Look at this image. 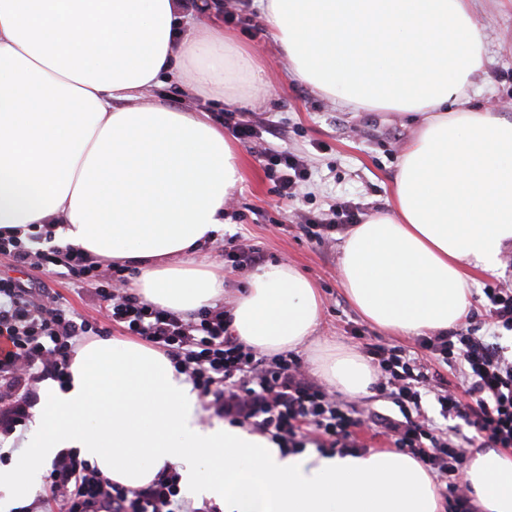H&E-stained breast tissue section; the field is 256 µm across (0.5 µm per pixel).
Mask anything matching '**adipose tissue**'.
<instances>
[{"instance_id":"1","label":"adipose tissue","mask_w":512,"mask_h":512,"mask_svg":"<svg viewBox=\"0 0 512 512\" xmlns=\"http://www.w3.org/2000/svg\"><path fill=\"white\" fill-rule=\"evenodd\" d=\"M291 75L345 111L417 118L384 211L351 228L340 279L365 321L394 336L448 332L475 273L512 247V119L475 105L487 65L476 0H259ZM204 94L267 86L255 50L182 0H0V231L56 223L54 243L135 270L133 290L184 315L224 294L199 260L224 231L243 176L238 145L200 112L151 99L169 75ZM230 331L265 352L297 348L322 316L297 267L266 264L234 300ZM344 395L367 393L356 351L316 357ZM66 387L0 489L22 495L35 466L72 449L128 489L176 470L189 496L224 512H444L409 454L291 452L245 426L206 420L197 390L160 350L78 345ZM464 478L480 512H512V452L484 448Z\"/></svg>"}]
</instances>
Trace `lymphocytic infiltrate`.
<instances>
[{"label": "lymphocytic infiltrate", "instance_id": "obj_1", "mask_svg": "<svg viewBox=\"0 0 512 512\" xmlns=\"http://www.w3.org/2000/svg\"><path fill=\"white\" fill-rule=\"evenodd\" d=\"M64 265L73 280L95 281L98 306L107 317L163 351L217 413L251 425L288 451L311 442L345 451L359 447V432L372 430L435 474L454 512H475L463 471L470 448H512V354L499 343L501 331L512 333L511 286L484 291L491 335L463 327L421 341L433 356L459 367L460 389L437 380L425 363L398 347L368 348L379 391L399 408L392 416L337 399L335 391L309 379L291 353L268 355L239 343L222 307L185 317L127 292L112 264L71 250ZM91 330L50 288L32 289L0 277V337L9 343L0 354V401L6 403L1 431H15L25 414L13 403L14 392L46 377L65 382L73 344ZM426 394L439 405L446 427L424 410ZM50 476L59 512H207L180 499L179 476L171 470L159 472L147 487L128 489L102 477L87 461L64 454L53 461Z\"/></svg>", "mask_w": 512, "mask_h": 512}]
</instances>
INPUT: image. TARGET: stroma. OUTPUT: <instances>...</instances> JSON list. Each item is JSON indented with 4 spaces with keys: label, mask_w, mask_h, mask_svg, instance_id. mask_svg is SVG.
Wrapping results in <instances>:
<instances>
[{
    "label": "stroma",
    "mask_w": 512,
    "mask_h": 512,
    "mask_svg": "<svg viewBox=\"0 0 512 512\" xmlns=\"http://www.w3.org/2000/svg\"><path fill=\"white\" fill-rule=\"evenodd\" d=\"M215 28L234 31L245 46L261 56L269 76L262 99L246 107L245 116L263 130V146L305 158L309 179L295 200L280 198L267 160L258 150L244 149V180L225 211L223 237L203 249L209 261L224 266V306H232L253 268L234 266L224 253L226 237L248 239L263 263H286L300 268L316 284L322 297V319L312 341L297 348L305 366H312L316 348L333 343L365 353L380 331L366 322L347 300L340 284V246L344 232L318 240L302 228L303 217L321 218L331 205L352 201L363 216L385 209L394 174L404 148L413 136L414 123L393 112L337 110L313 88L289 74L287 64L269 41L267 27L255 0H224L221 12H209ZM477 19L487 33L489 63L477 102L492 111L512 103V5L507 0H478ZM160 100L185 111L223 112V101L191 90L179 77L167 79ZM281 137L267 135V126ZM8 275L37 286L48 284L69 306L96 324L106 338H124L117 324L104 317L93 298L91 284H79L58 266L19 267L0 253V276Z\"/></svg>",
    "instance_id": "35a3bbf8"
}]
</instances>
